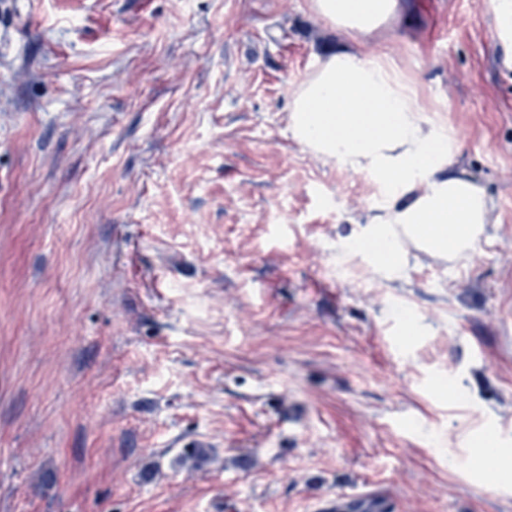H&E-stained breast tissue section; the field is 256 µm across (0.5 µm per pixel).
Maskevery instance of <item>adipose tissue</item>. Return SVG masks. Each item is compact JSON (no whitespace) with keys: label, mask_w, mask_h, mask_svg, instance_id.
Here are the masks:
<instances>
[{"label":"adipose tissue","mask_w":512,"mask_h":512,"mask_svg":"<svg viewBox=\"0 0 512 512\" xmlns=\"http://www.w3.org/2000/svg\"><path fill=\"white\" fill-rule=\"evenodd\" d=\"M309 3L351 43L318 59L294 88L290 132L309 152L386 188L380 213L360 226L352 249L390 277L404 273L414 250L466 260L488 239L493 206L475 174L453 168L454 131L425 117L415 81L389 54L363 49L407 0Z\"/></svg>","instance_id":"ef3b65f1"}]
</instances>
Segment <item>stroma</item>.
I'll list each match as a JSON object with an SVG mask.
<instances>
[{"label": "stroma", "instance_id": "35a3bbf8", "mask_svg": "<svg viewBox=\"0 0 512 512\" xmlns=\"http://www.w3.org/2000/svg\"><path fill=\"white\" fill-rule=\"evenodd\" d=\"M411 5L366 49L494 222L390 280L382 184L289 131L309 0H0V512H512V69L487 0ZM473 447L478 451V457H485V448H497L492 456L494 463L500 468L505 477L509 475L512 478V448H501L500 439L496 436L494 439L487 437L485 433H480L473 437Z\"/></svg>", "mask_w": 512, "mask_h": 512}]
</instances>
